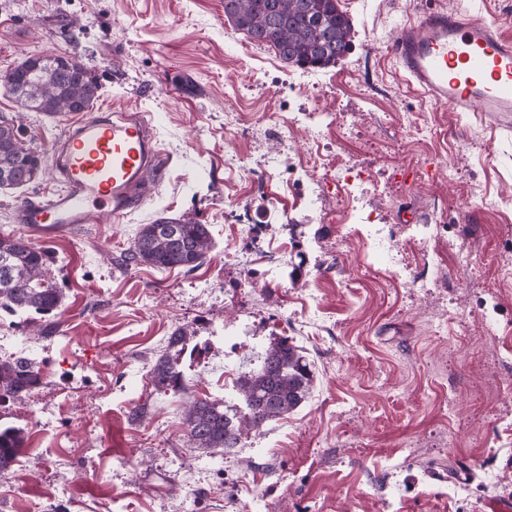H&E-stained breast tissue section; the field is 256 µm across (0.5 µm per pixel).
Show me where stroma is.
<instances>
[{
    "label": "stroma",
    "mask_w": 512,
    "mask_h": 512,
    "mask_svg": "<svg viewBox=\"0 0 512 512\" xmlns=\"http://www.w3.org/2000/svg\"><path fill=\"white\" fill-rule=\"evenodd\" d=\"M338 4L350 52L303 70L235 31L224 0H0V75L78 57L100 79L95 110L146 113L169 156L135 211L44 242L64 289L51 336L0 309L9 355L42 376L0 406L25 434L0 512H488L512 497V130L432 103L388 50L427 10L512 36V0ZM302 110L337 119L312 127ZM1 115L43 165L0 191V237L20 236L13 212L56 188L49 148L71 118L0 92ZM159 217L209 225L201 266L123 264ZM358 224L385 225L392 253L363 247ZM180 328L185 388L156 390L149 371ZM283 334L313 365L306 402L241 447L188 448L185 407L239 402L240 371Z\"/></svg>",
    "instance_id": "1"
}]
</instances>
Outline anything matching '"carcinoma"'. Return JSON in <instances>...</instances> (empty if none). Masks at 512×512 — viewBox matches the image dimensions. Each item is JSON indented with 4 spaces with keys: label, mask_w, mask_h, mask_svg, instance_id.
Segmentation results:
<instances>
[{
    "label": "carcinoma",
    "mask_w": 512,
    "mask_h": 512,
    "mask_svg": "<svg viewBox=\"0 0 512 512\" xmlns=\"http://www.w3.org/2000/svg\"><path fill=\"white\" fill-rule=\"evenodd\" d=\"M338 0H224V17L257 45H269L285 64L320 69L336 64L351 50L350 19ZM12 96L29 111L47 114L86 112L100 96L99 78L76 57H31L30 65L11 70ZM42 162L25 147L19 127L0 117V188L18 189L39 178ZM213 247L210 225L193 218L160 217L140 226L124 254L128 266L147 264L161 270L191 271ZM49 252L19 237H0V308L49 317L61 306L64 292L47 276ZM151 381L162 389L183 387L181 372L169 353L152 365ZM312 365L286 336L270 342L258 369L237 381L245 411L234 412L222 400H195L183 413L187 443L211 453L238 448L245 433L298 408L313 386ZM41 384V373L28 357L0 360V404L15 400ZM25 436L14 427L0 428V472L19 456Z\"/></svg>",
    "instance_id": "1"
}]
</instances>
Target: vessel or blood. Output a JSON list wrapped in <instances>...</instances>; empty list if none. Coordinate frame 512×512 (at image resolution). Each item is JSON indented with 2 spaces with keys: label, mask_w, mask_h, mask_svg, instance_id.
<instances>
[{
  "label": "vessel or blood",
  "mask_w": 512,
  "mask_h": 512,
  "mask_svg": "<svg viewBox=\"0 0 512 512\" xmlns=\"http://www.w3.org/2000/svg\"><path fill=\"white\" fill-rule=\"evenodd\" d=\"M408 81L435 104L481 112L512 129V38L460 12L428 10L401 26L390 45ZM58 189L19 205L15 223L43 241L79 224L123 217L150 191L167 159L143 114L85 118L52 147Z\"/></svg>",
  "instance_id": "vessel-or-blood-1"
}]
</instances>
